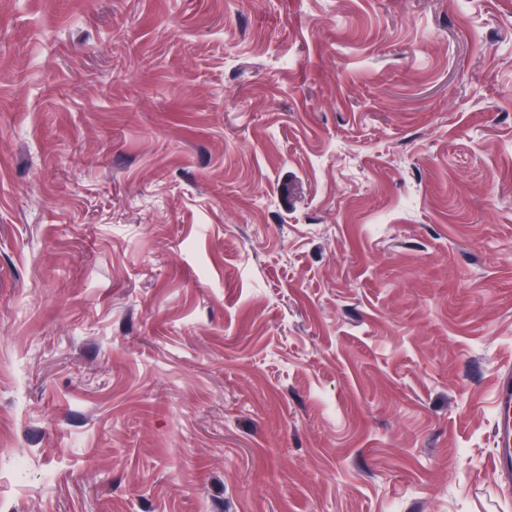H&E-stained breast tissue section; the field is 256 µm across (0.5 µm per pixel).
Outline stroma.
<instances>
[{
	"mask_svg": "<svg viewBox=\"0 0 512 512\" xmlns=\"http://www.w3.org/2000/svg\"><path fill=\"white\" fill-rule=\"evenodd\" d=\"M512 0H0V512H512ZM494 474L503 482L512 481V375H504L500 382L495 404Z\"/></svg>",
	"mask_w": 512,
	"mask_h": 512,
	"instance_id": "obj_1",
	"label": "stroma"
}]
</instances>
